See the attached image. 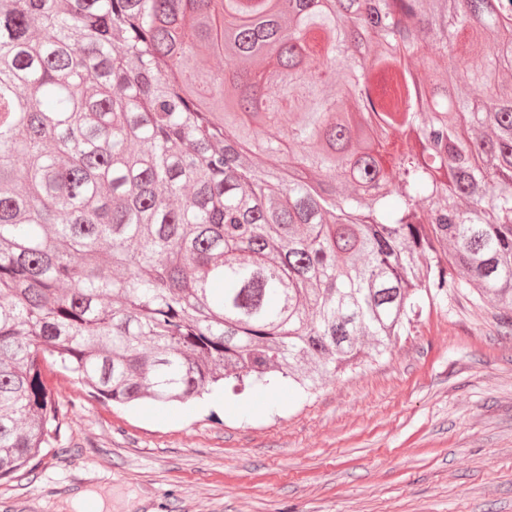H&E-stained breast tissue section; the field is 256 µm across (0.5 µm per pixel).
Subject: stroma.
I'll return each mask as SVG.
<instances>
[{"mask_svg": "<svg viewBox=\"0 0 512 512\" xmlns=\"http://www.w3.org/2000/svg\"><path fill=\"white\" fill-rule=\"evenodd\" d=\"M469 290L390 352L314 393L285 385L211 405L129 409L67 373L64 415L36 468L0 481V512H512V336Z\"/></svg>", "mask_w": 512, "mask_h": 512, "instance_id": "1", "label": "stroma"}]
</instances>
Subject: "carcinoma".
<instances>
[{
	"label": "carcinoma",
	"mask_w": 512,
	"mask_h": 512,
	"mask_svg": "<svg viewBox=\"0 0 512 512\" xmlns=\"http://www.w3.org/2000/svg\"><path fill=\"white\" fill-rule=\"evenodd\" d=\"M450 285L512 311V0H0V480L46 363L308 392Z\"/></svg>",
	"instance_id": "obj_1"
}]
</instances>
